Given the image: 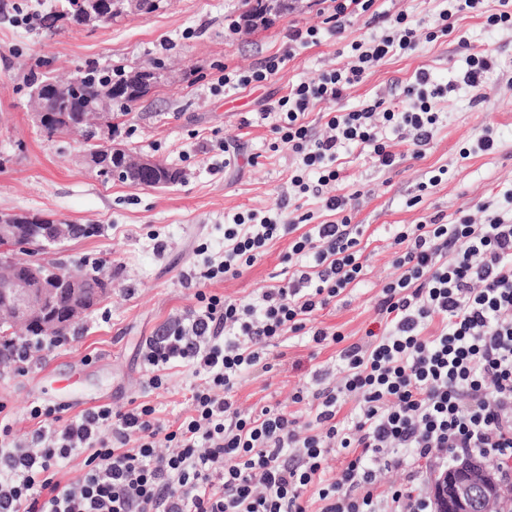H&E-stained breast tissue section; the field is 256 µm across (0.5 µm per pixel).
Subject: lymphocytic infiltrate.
<instances>
[{
    "label": "lymphocytic infiltrate",
    "mask_w": 512,
    "mask_h": 512,
    "mask_svg": "<svg viewBox=\"0 0 512 512\" xmlns=\"http://www.w3.org/2000/svg\"><path fill=\"white\" fill-rule=\"evenodd\" d=\"M375 3L329 0L328 35L342 37L363 15L378 34L354 45L352 65L292 85L268 108L275 144L300 160L290 178L297 197L324 199L339 221L301 234L305 215L283 208L262 219L237 216L224 227L223 260L206 261L198 279L238 277L288 235L291 255L313 256V270L263 288L253 303L197 290L195 306L148 341L149 388H163L172 367L190 372L182 419L161 420L144 402L73 416L63 405H35L29 417L37 427L24 445L1 401L0 512H433L414 481L379 489L374 464L415 468L462 454L512 469V217L397 225L391 245L400 274L377 302L381 334L346 346L341 332L316 323L364 268L360 228L346 214L347 199L332 192L337 161L360 148L393 166L389 128L427 146L439 120L435 101L446 93L421 71L401 110L375 99L329 113L325 135L313 134L305 117L317 104L340 101L367 70L418 44L406 13L378 12ZM317 35L290 30L282 54L222 73L217 87L268 80ZM289 333L318 347L342 344V379L308 397L296 392L294 402L310 404L303 418L277 405L242 412L239 387L247 375L272 370L267 349ZM348 403L353 411L341 416ZM74 456L84 459L79 475L61 481L60 464Z\"/></svg>",
    "instance_id": "lymphocytic-infiltrate-1"
}]
</instances>
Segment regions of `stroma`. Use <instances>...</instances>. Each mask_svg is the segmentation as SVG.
Wrapping results in <instances>:
<instances>
[{"label":"stroma","mask_w":512,"mask_h":512,"mask_svg":"<svg viewBox=\"0 0 512 512\" xmlns=\"http://www.w3.org/2000/svg\"><path fill=\"white\" fill-rule=\"evenodd\" d=\"M55 0H0V211L46 217L65 224L92 226V235L51 247L43 261L66 273L102 271L112 288L108 297L71 328L66 349L36 351L26 363L0 368V399L13 412L18 439L29 438V408L52 401L60 385L71 384L88 407L130 408L148 401L163 420L184 417L189 408L190 376L173 369L166 388H148L143 362L146 342L160 335L196 300L186 274L200 270L204 256L222 258L224 226L235 214L277 210L295 159L288 148L273 152L268 121L261 112L289 86L311 80L328 64L350 63V46L374 30L358 18L342 39L323 30L321 0L270 12L257 28L229 34L230 20L241 19L243 0H164L148 15H125L91 28L44 18ZM377 8L407 13L412 23L433 26L448 0H377ZM499 0H485L482 14L460 12L448 36L420 42L412 51L388 56L346 90L336 104H318L306 117L322 133L327 115L380 98L398 110L405 88L426 71L448 93L438 102L437 130L421 157L409 142L389 134L397 156L383 168L365 151L345 155L336 193L352 200V221L362 230L366 267L356 282L316 315L318 323L338 328L347 342L379 329L377 300L398 271L389 246L394 225L419 224L435 215L453 219L458 212L481 219L480 207L512 208V26H489ZM33 14V25L17 16ZM314 27L317 43L298 49L294 59L267 81L229 92H210L212 79L228 68L248 71L281 54L288 32ZM487 53L496 65L481 87L465 84L466 57ZM125 71L158 67L152 92L112 119V141L133 155L155 158L178 169L181 180L166 188H139L105 182L88 162L81 134H47L32 119L31 75L54 76L87 65ZM494 147L463 156L485 132ZM441 182L428 187L433 175ZM163 250H156V242ZM207 243V255L197 247ZM291 237L274 241L267 252L234 279L205 283V291L248 301L273 278L294 271L283 257ZM272 372L248 376L238 391L243 410L280 405L306 415L295 404L297 389L315 387L313 372L343 374L339 346L315 350L302 337L272 349Z\"/></svg>","instance_id":"35a3bbf8"}]
</instances>
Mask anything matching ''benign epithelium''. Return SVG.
I'll return each mask as SVG.
<instances>
[{"mask_svg": "<svg viewBox=\"0 0 512 512\" xmlns=\"http://www.w3.org/2000/svg\"><path fill=\"white\" fill-rule=\"evenodd\" d=\"M124 14H147L144 0H76L74 8L86 24L104 22L114 8ZM112 91L106 90L75 122L57 116L64 129L81 127L96 141L112 127ZM89 161L98 176L136 187L160 184L159 161L150 157L133 159L116 168L102 162L97 149ZM71 224H20L17 215L0 213V339L14 337L16 329L54 336L78 324L93 303L108 292L107 281L98 277L99 287L88 286L84 276L62 274L47 267L35 253L72 235ZM512 492L487 464L467 459L454 468L435 474L432 484L433 512H489L495 504L506 505Z\"/></svg>", "mask_w": 512, "mask_h": 512, "instance_id": "1", "label": "benign epithelium"}]
</instances>
